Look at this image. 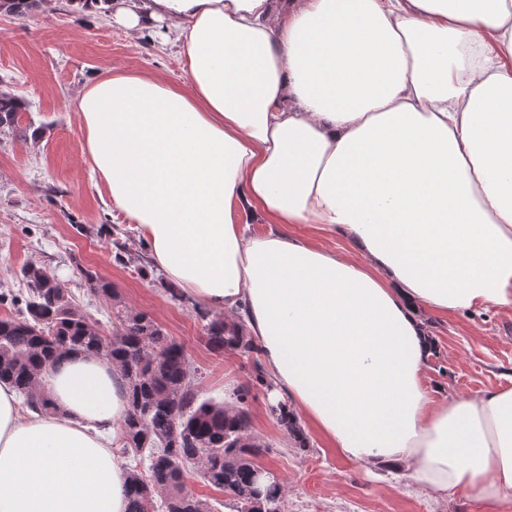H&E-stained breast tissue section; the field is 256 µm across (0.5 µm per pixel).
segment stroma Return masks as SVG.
<instances>
[{
	"mask_svg": "<svg viewBox=\"0 0 512 512\" xmlns=\"http://www.w3.org/2000/svg\"><path fill=\"white\" fill-rule=\"evenodd\" d=\"M141 71L181 82L186 62L156 31L132 33L72 0H41L26 20L0 13V92L27 102L29 117L43 128L35 151L22 137L0 133V291L24 293L19 270L38 263L108 330L110 305L88 294L77 274L78 267L90 268L184 349L204 396L220 401L250 387L251 435L264 447L257 461L283 484L282 512H487L463 492L441 497L399 473L367 474L326 448L315 431H308L307 447H296L271 414L272 395L255 383L260 352L208 346L204 306L186 295L172 298L170 283L152 267L128 218L109 204L81 151L79 90L105 73ZM120 249L122 262L115 258ZM424 321L436 342L426 367L431 387L464 396L512 384V311L428 313Z\"/></svg>",
	"mask_w": 512,
	"mask_h": 512,
	"instance_id": "stroma-1",
	"label": "stroma"
}]
</instances>
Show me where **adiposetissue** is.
<instances>
[{"mask_svg": "<svg viewBox=\"0 0 512 512\" xmlns=\"http://www.w3.org/2000/svg\"><path fill=\"white\" fill-rule=\"evenodd\" d=\"M95 8L165 25L188 64L184 86L109 73L77 97L83 152L155 268L211 312L245 307L276 394L343 459L512 495V386L433 397L423 320L512 309V0ZM44 385L53 412L25 417L0 382V512H126L119 372L72 355ZM299 233L308 238L313 243L325 248L344 252L349 249L347 242L340 237H333L321 231L317 224H305L299 228Z\"/></svg>", "mask_w": 512, "mask_h": 512, "instance_id": "ef3b65f1", "label": "adipose tissue"}]
</instances>
